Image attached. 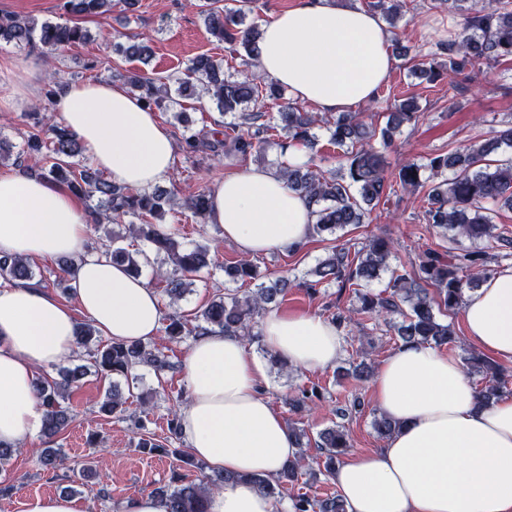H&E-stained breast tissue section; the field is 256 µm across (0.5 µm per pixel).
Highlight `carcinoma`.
<instances>
[{"label": "carcinoma", "instance_id": "cac0c4a2", "mask_svg": "<svg viewBox=\"0 0 512 512\" xmlns=\"http://www.w3.org/2000/svg\"><path fill=\"white\" fill-rule=\"evenodd\" d=\"M448 5L451 13L464 16L463 30L439 45L442 62L430 59L421 62L415 72L429 81L465 73L475 66L499 61H512V0H479L482 6H467L470 0H440ZM250 0H237L234 6L222 0H207L202 10L206 30L244 56L257 61L260 47L259 28L246 23ZM130 8L136 0H61L62 14L74 17L94 16L107 18L117 5ZM389 24L402 16L404 0H377ZM91 38L89 30L76 23L40 22L35 18L0 16V40L18 46H40L50 53L61 52ZM117 53L141 61L151 55L144 42L126 41L115 45ZM179 95L191 98L194 94L208 97L217 110L234 116L236 122L225 128L223 145L242 156L252 153L266 154L277 144L284 133L290 140L310 145L312 130L317 119L311 112L285 100L284 89L274 82H267L258 72L251 71L243 77H226L222 62L201 54L195 57L181 76L175 78ZM125 85L137 94L149 108H160L172 101L169 85L159 79L144 75L125 77ZM271 101L277 112L264 110L265 101ZM419 106L412 99L402 100L389 112L385 127L377 130L368 126L359 112H339L330 128V141L343 152L345 164L342 172L325 177L305 163L296 168H285L280 175L295 191L308 197L315 205L314 232L318 236L335 234L352 224L364 221L367 207L386 195L391 188L385 174L382 155L371 141L380 137L386 141L392 131L405 123L418 120ZM50 121L49 140L31 134L26 142L25 155L36 154L50 162L49 176L64 183L76 195L96 200L93 206L95 221L107 219L118 222L125 217L143 221L142 227L128 225L130 233L142 232L150 244L154 257L146 251L131 252L120 245L125 238L121 232L107 234L108 244L102 253L112 262L127 267L139 275L142 268L153 263V269L170 302L176 303L189 292L192 277L211 264L210 250L205 245L186 244L181 241L180 230L163 228L160 221L165 208L174 206V198L158 190L129 191L112 184L97 171L76 169L70 159L79 155L80 144L62 123ZM512 151V122L492 139L483 144H473L463 150L431 154L426 162H403L398 165L395 182L404 191H414L422 184V171H429L432 180L427 193L424 221L432 228L448 233V237L478 240L494 235L496 225L493 214L496 208L512 209V157L496 165L487 163L493 153ZM208 191L203 190L190 198L185 206L193 215L203 218L209 207ZM392 245L383 237H372L361 246L343 244L333 247L332 253L310 271L312 279L305 288L314 292L325 282L335 281L352 287L360 305L357 314L371 318L388 319L394 315L402 321L393 325L402 344L450 345L456 342L452 324L439 319L442 310L452 313L459 308L465 290L475 289L489 257L476 253H441L428 250L418 268L411 272L390 268ZM390 278L384 290L364 292L360 286L377 280L384 272ZM224 275L232 281H259L257 288L240 295L236 292L217 293L208 304L194 313L193 318L170 315L163 327L165 338L181 343L190 336H201L212 331L238 334L248 340L254 338V316L277 302L288 279L280 276L263 279L258 266L241 259L224 267ZM35 276L30 262L0 257V279L7 282L31 280ZM437 288L438 299L429 297L424 284ZM78 351L69 365L59 370V379L37 384V395L45 408L43 431L52 437L62 432L72 420V409L65 405L67 391L77 387L90 373L112 377L103 409L112 414H124L123 399L118 380H135L133 371L147 366L156 375L170 368L166 356L147 344L103 342L99 332L90 322L78 323ZM467 363L476 372L485 373V382L478 389V397L488 403L498 399L506 382L503 370L479 355H471ZM321 399L317 389L298 388L289 399V405L304 409ZM316 445L321 450L323 475H333L336 465L350 448L347 434L341 425H333L319 433ZM301 461L287 464L276 479L250 476L246 481L263 492L273 495L276 487L298 478ZM232 477L217 472L205 475L199 481H185L173 474L168 485L155 490L165 501L167 512H206V500L215 489L224 486ZM293 512H345L339 497L319 499L307 492L292 498Z\"/></svg>", "mask_w": 512, "mask_h": 512}]
</instances>
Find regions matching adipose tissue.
<instances>
[{"mask_svg": "<svg viewBox=\"0 0 512 512\" xmlns=\"http://www.w3.org/2000/svg\"><path fill=\"white\" fill-rule=\"evenodd\" d=\"M258 71L318 112L335 114L372 100L395 60L379 15L335 0H297L262 26ZM39 68L0 61V103L30 102ZM53 110L113 184L148 189L165 182L174 143L156 113L124 86L106 81L59 87ZM207 223L247 257L304 246L314 207L273 169L241 166L211 189ZM88 213L69 189L19 170L0 176V255L29 261L74 259L71 301L35 282L0 286V445L17 448L41 428L37 373L72 356L77 314L114 341L148 343L165 316L151 283L93 250ZM467 339L512 361V266L467 293ZM261 340L287 367L322 370L342 355L332 321L273 312ZM187 400L179 410L190 454L233 482L208 497V512H285L250 483L275 477L299 456L282 415L263 391L266 367L236 334L196 338L181 365ZM380 411L397 428L384 448L353 454L333 481L345 512H512V397L487 405L460 364L410 344L390 354L372 379Z\"/></svg>", "mask_w": 512, "mask_h": 512, "instance_id": "1", "label": "adipose tissue"}]
</instances>
